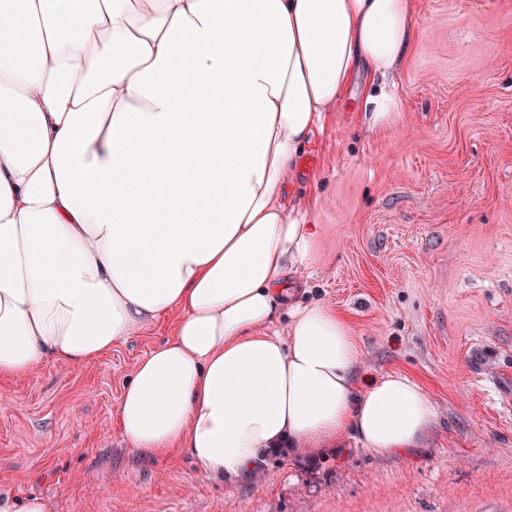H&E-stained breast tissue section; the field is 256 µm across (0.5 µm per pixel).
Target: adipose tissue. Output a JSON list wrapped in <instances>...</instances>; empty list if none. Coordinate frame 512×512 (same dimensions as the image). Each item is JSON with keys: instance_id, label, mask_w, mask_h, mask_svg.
Here are the masks:
<instances>
[{"instance_id": "ef3b65f1", "label": "adipose tissue", "mask_w": 512, "mask_h": 512, "mask_svg": "<svg viewBox=\"0 0 512 512\" xmlns=\"http://www.w3.org/2000/svg\"><path fill=\"white\" fill-rule=\"evenodd\" d=\"M418 27L414 0H0V378L172 315L116 408L134 453L240 477L285 444L415 447L425 389L361 383L346 318L285 277L317 255L290 190L313 131L350 101L392 125Z\"/></svg>"}]
</instances>
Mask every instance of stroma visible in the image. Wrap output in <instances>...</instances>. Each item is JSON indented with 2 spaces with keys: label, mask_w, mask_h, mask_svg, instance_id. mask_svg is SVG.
I'll list each match as a JSON object with an SVG mask.
<instances>
[{
  "label": "stroma",
  "mask_w": 512,
  "mask_h": 512,
  "mask_svg": "<svg viewBox=\"0 0 512 512\" xmlns=\"http://www.w3.org/2000/svg\"><path fill=\"white\" fill-rule=\"evenodd\" d=\"M414 2L396 122L331 113L294 178L321 226L294 299L348 317L361 381L424 387L436 423L419 447L350 434L244 479L134 454L114 412L167 319L90 363L0 379V494L48 512H512V0Z\"/></svg>",
  "instance_id": "1"
}]
</instances>
